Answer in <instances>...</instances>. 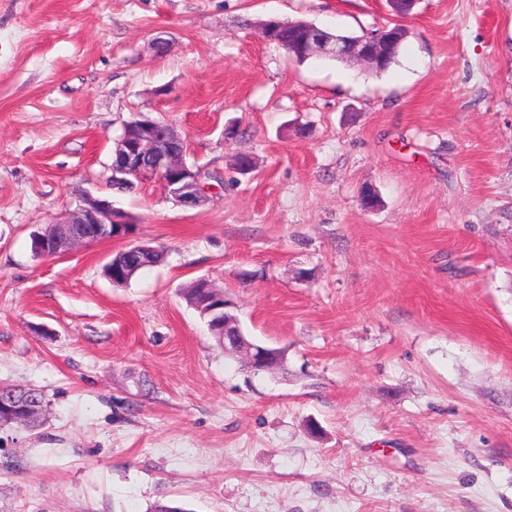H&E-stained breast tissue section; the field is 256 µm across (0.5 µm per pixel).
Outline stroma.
<instances>
[{
    "instance_id": "35a3bbf8",
    "label": "stroma",
    "mask_w": 512,
    "mask_h": 512,
    "mask_svg": "<svg viewBox=\"0 0 512 512\" xmlns=\"http://www.w3.org/2000/svg\"><path fill=\"white\" fill-rule=\"evenodd\" d=\"M268 19L405 38L299 64ZM137 113L224 175L206 205L113 191ZM86 191L132 234L35 256ZM201 278L284 366L218 344ZM1 384L50 406L0 429V512H512V0H0Z\"/></svg>"
}]
</instances>
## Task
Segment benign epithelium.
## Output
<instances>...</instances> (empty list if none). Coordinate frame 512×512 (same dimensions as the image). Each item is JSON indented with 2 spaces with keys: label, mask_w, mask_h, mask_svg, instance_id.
Masks as SVG:
<instances>
[{
  "label": "benign epithelium",
  "mask_w": 512,
  "mask_h": 512,
  "mask_svg": "<svg viewBox=\"0 0 512 512\" xmlns=\"http://www.w3.org/2000/svg\"><path fill=\"white\" fill-rule=\"evenodd\" d=\"M281 26L282 22H273V27L263 29V36L269 43L276 42L285 50L292 49L293 56L356 61L373 71L381 70L400 45L395 28L382 27L354 38L331 39L323 29L310 23L298 31V39L289 47L279 42ZM188 154L187 139L178 134L172 124L156 119L132 120L126 123L123 134L115 142L111 183L132 189L135 184L150 180L157 183L175 205L185 209L200 207L210 196L207 186L202 183V174L192 170L187 163ZM132 223L129 215L114 207L109 198L86 194L63 220L33 234V248L41 257L70 254L93 242L125 238L130 235ZM203 286L214 295L213 305L207 307L205 313L211 316L210 331L220 336V343L234 350L247 349L249 366L255 373L283 364L285 358L277 351L249 342L240 330L237 318L226 311L228 305L224 297L211 283L206 281ZM31 410L27 396L0 387L1 421L11 422Z\"/></svg>",
  "instance_id": "obj_1"
}]
</instances>
